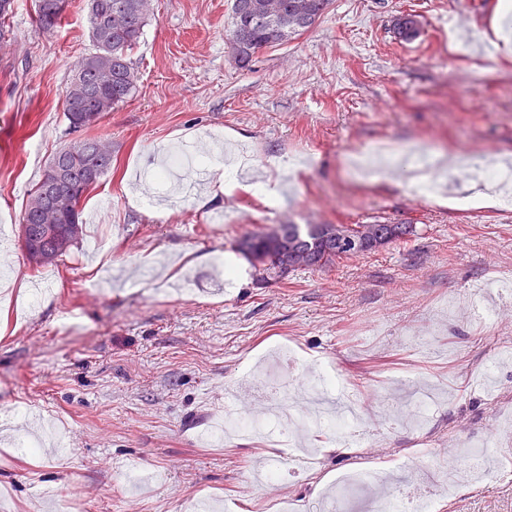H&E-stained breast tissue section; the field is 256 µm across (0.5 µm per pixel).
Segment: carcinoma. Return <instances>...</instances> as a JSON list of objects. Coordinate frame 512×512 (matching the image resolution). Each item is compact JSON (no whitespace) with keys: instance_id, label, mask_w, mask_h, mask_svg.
Here are the masks:
<instances>
[{"instance_id":"1","label":"carcinoma","mask_w":512,"mask_h":512,"mask_svg":"<svg viewBox=\"0 0 512 512\" xmlns=\"http://www.w3.org/2000/svg\"><path fill=\"white\" fill-rule=\"evenodd\" d=\"M67 0H35L36 20L46 33L61 24ZM330 0H232L230 46L239 67L257 50L283 44L308 30ZM93 51L71 65L63 91L66 130L81 133L134 95L137 74L129 53L137 46L151 14V0H86ZM11 0H0V47L12 40ZM412 14L399 18L395 33L418 37ZM112 167V144L85 136L64 143L50 159L29 194L19 220L20 242L34 269L56 266L70 257L83 234V203ZM415 233L412 224H273L243 237L239 251L261 285L277 283L301 268H326L349 256L375 251ZM362 241L358 249L351 239Z\"/></svg>"}]
</instances>
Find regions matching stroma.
I'll list each match as a JSON object with an SVG mask.
<instances>
[{
	"label": "stroma",
	"instance_id": "obj_1",
	"mask_svg": "<svg viewBox=\"0 0 512 512\" xmlns=\"http://www.w3.org/2000/svg\"><path fill=\"white\" fill-rule=\"evenodd\" d=\"M500 0H332L288 43L239 68L228 40L231 0H153L130 54L132 99L91 133L112 144V169L85 202L71 257L33 271L19 218L65 141L62 95L91 48L85 0H69L47 35L34 0H13L14 40L0 50V512H386L403 488L439 512H512V295L477 318L476 285L512 280V207L438 203L407 190L410 172L377 184L348 159L380 140L399 149L455 147L474 162L512 160V26ZM470 11L472 48L448 41ZM416 15L420 35L396 37ZM247 157L238 177L267 180L264 203L208 187L171 211L167 186L141 178L175 149ZM268 224H412L414 236L272 286L231 281L218 262ZM292 358L355 390L359 438L298 431L285 440L209 433L226 414L264 416L249 388ZM434 393L425 421L411 403ZM304 441L271 482L257 462ZM487 444L481 481L463 449ZM373 466L398 483L349 493L339 475Z\"/></svg>",
	"mask_w": 512,
	"mask_h": 512
}]
</instances>
